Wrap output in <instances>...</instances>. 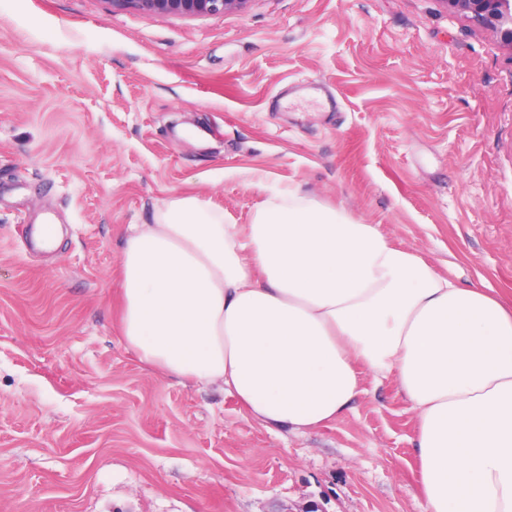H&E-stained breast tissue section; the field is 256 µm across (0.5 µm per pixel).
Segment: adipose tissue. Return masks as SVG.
<instances>
[{"label": "adipose tissue", "mask_w": 512, "mask_h": 512, "mask_svg": "<svg viewBox=\"0 0 512 512\" xmlns=\"http://www.w3.org/2000/svg\"><path fill=\"white\" fill-rule=\"evenodd\" d=\"M121 269L120 334L141 363L294 430L392 380L416 418L422 512H512L511 299L295 191L245 226L175 196L130 225Z\"/></svg>", "instance_id": "1"}]
</instances>
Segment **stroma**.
I'll return each instance as SVG.
<instances>
[{"label":"stroma","mask_w":512,"mask_h":512,"mask_svg":"<svg viewBox=\"0 0 512 512\" xmlns=\"http://www.w3.org/2000/svg\"><path fill=\"white\" fill-rule=\"evenodd\" d=\"M271 188L512 297V52L437 0H0V512H422L393 384L269 427L120 336L129 225L181 194L247 224ZM112 11L141 9L160 15H217L244 9L249 0H104Z\"/></svg>","instance_id":"35a3bbf8"}]
</instances>
